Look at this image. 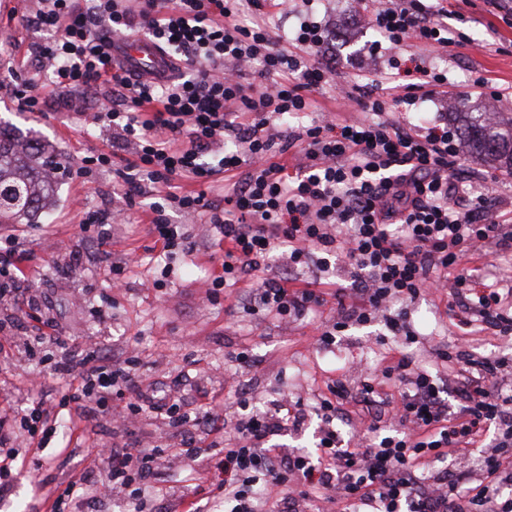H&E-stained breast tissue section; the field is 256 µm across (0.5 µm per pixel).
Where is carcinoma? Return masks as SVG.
<instances>
[{"mask_svg": "<svg viewBox=\"0 0 512 512\" xmlns=\"http://www.w3.org/2000/svg\"><path fill=\"white\" fill-rule=\"evenodd\" d=\"M454 116L469 152L512 170V117L471 112L466 103ZM62 157L56 147L0 123V224H37L56 197Z\"/></svg>", "mask_w": 512, "mask_h": 512, "instance_id": "carcinoma-1", "label": "carcinoma"}]
</instances>
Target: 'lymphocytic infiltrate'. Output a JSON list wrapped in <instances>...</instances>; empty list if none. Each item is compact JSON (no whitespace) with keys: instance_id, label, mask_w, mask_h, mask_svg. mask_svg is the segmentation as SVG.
<instances>
[{"instance_id":"f902f5d3","label":"lymphocytic infiltrate","mask_w":512,"mask_h":512,"mask_svg":"<svg viewBox=\"0 0 512 512\" xmlns=\"http://www.w3.org/2000/svg\"><path fill=\"white\" fill-rule=\"evenodd\" d=\"M241 1L139 0L133 8L126 0H30L26 22L48 41L39 46V67L19 95L29 111L39 112L48 98L110 88L118 104L89 122L111 126L117 137L111 150L89 156V163L117 169L125 199L164 189L163 199L151 205L164 251L192 249L168 209L208 210L224 239L222 273L212 285L229 299L237 284L250 281L254 314L288 321L328 308L318 339L325 346L349 325L383 313L393 335L411 342L406 315L393 313V306L442 288L459 326H467L475 311L491 334H512V283L457 271L468 252L512 248V233H504L491 193L471 188L469 177L459 173L447 127L381 117L385 93L398 92L405 104L438 96L447 76L419 63L379 73L364 84L374 119L321 112L310 124L280 130V121L309 111L311 92L330 82L329 67L317 59L323 31L305 21L287 39L270 23L311 7L312 0H245L255 13L248 24L238 20ZM447 16L444 0H389L366 13L392 50L409 42L437 51L468 45L464 33L449 30ZM136 33L170 57L172 74L135 76L113 57L114 37ZM129 145L134 161L115 168L119 150ZM292 150L297 157L291 164L286 157ZM221 174L234 182L220 201L171 190L184 177L204 184ZM5 245L0 302L20 300L23 318H37L45 301L23 293L25 275L16 265L20 241L10 233ZM283 247L289 264L311 263L321 272L328 255L343 257L349 284L326 293L265 278ZM437 358L461 367L457 406L445 400L439 377L420 371L413 355L403 353L388 359L381 376L328 383L329 395L319 403V441L307 454L268 445L300 423V404L257 414L246 392H238L246 415L235 423V441L225 445L221 461L226 512H306L315 499L325 512H512V395L499 381L512 372V359L478 357L456 345L438 349ZM53 371L73 383L62 398L66 406L93 402L107 410L115 393L128 395L130 410L153 401L131 362L97 350L65 346ZM382 377L405 386L395 413L398 431L370 443L345 441L335 426L344 401L355 396L376 403ZM492 429V444L482 445ZM473 447L474 457L468 454ZM202 450L191 438L166 452L136 444L98 450L104 474L87 471L71 480L56 508L63 512L74 500L108 494L140 498L148 481L160 479L162 454ZM454 454L468 458L458 472L424 479L429 462Z\"/></svg>"}]
</instances>
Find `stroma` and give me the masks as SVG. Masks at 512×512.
<instances>
[{"instance_id":"35a3bbf8","label":"stroma","mask_w":512,"mask_h":512,"mask_svg":"<svg viewBox=\"0 0 512 512\" xmlns=\"http://www.w3.org/2000/svg\"><path fill=\"white\" fill-rule=\"evenodd\" d=\"M25 7L26 0H0V80L11 77L23 82L38 65L34 48L43 34L26 26ZM307 18L325 28L321 58L332 70L331 81L311 94L324 109L335 108L336 97L345 93L362 97L358 72L388 70L394 56L403 62L417 57L428 68L447 74L448 96L412 105L388 104L384 117L391 121L417 116L427 124L450 122V104L482 103L473 85L479 77L498 86H512V10L493 9L485 0H471L460 6L458 14L449 16V27L468 34L471 43L449 47L440 56L413 43L393 52L380 48V35L368 25L355 0H314ZM97 104L94 97L83 101L53 98L44 111L30 112L11 94L0 92V119L34 130L56 145L63 159L56 203L40 223L19 230L27 286L32 293L52 300L51 307L42 312L43 320L71 343L94 340L114 359H125L129 350H136L146 384L174 389L188 410L211 402L225 405L228 418L238 417L224 383L231 374L250 393L255 410L271 413L284 399H301L306 415L303 425L273 436L270 443L278 448L313 449L319 437L317 402L334 359L340 357L370 370L401 344V337L390 335L380 321L352 325L326 351L317 343L324 313L288 323L272 317L259 319L242 307L227 315L223 299L208 297L217 271L212 258L224 252L209 212H171V221L184 225L193 250L163 253L149 231L150 198L125 203L122 180L110 170L75 174L76 157L112 144L110 127L87 125L83 116ZM121 206L126 209V223L109 224L106 233H99L94 216ZM129 254L137 262L126 270L122 287H113L106 262ZM156 278L161 281L157 287L152 284ZM405 310L416 333L408 350L422 368L433 369L434 348L461 340L482 354L512 352V339L491 338L480 323L457 327L445 314V296H422ZM16 348L13 359L0 361V377L7 381L0 391V408L15 412L24 408V380L30 372L40 371L45 381L39 400L57 414L61 424L75 422L78 431L66 448L58 432L49 435L38 451L28 448L26 440L13 442L19 468L12 487L0 492V512H52L57 490L80 471L94 468L87 452L92 443L120 448L139 440L178 447L179 436L168 433L155 413L147 410L127 430L113 428L102 411L70 415L60 404L66 381L51 373L58 350L47 344L31 358L24 353V340H17ZM243 350L253 354L256 363L234 370L227 355ZM220 458L219 448L214 447L182 459L177 464L182 478L177 494L147 490L145 512H184L187 501L194 498L195 486L208 489L221 480Z\"/></svg>"}]
</instances>
